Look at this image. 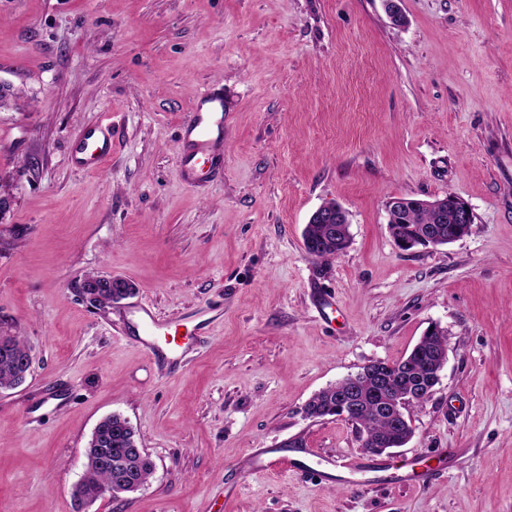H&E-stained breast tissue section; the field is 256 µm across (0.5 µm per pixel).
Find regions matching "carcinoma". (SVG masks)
<instances>
[{
  "mask_svg": "<svg viewBox=\"0 0 512 512\" xmlns=\"http://www.w3.org/2000/svg\"><path fill=\"white\" fill-rule=\"evenodd\" d=\"M431 227L436 235L448 243V239L461 232L453 223L452 211H435L409 200L406 208L388 211V228L394 238L417 240L419 233ZM339 225L307 224L303 230L306 253L318 260L328 261L339 255L340 235L335 233ZM84 281L96 287L99 304L112 300L119 292L110 288L104 276L98 273L85 275ZM448 349L447 335L437 331L424 337L416 349L403 359L392 363L377 362L370 365L353 383L330 385L316 393L307 404V413L316 419L336 415V397L349 393L357 407L351 423L365 435L369 445L400 448L405 445V433L396 425V419L388 407L394 397L409 399L421 404L434 385L435 366L441 353ZM29 349L22 337L12 334L5 346H0V386L19 380L22 361ZM86 465L76 499L92 501L107 489L121 490L120 482L132 479L144 487L155 470V463L141 449L140 441L130 423L120 414H112L102 424L97 437L90 439L85 451Z\"/></svg>",
  "mask_w": 512,
  "mask_h": 512,
  "instance_id": "obj_1",
  "label": "carcinoma"
}]
</instances>
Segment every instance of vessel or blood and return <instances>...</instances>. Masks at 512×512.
Masks as SVG:
<instances>
[{
    "label": "vessel or blood",
    "mask_w": 512,
    "mask_h": 512,
    "mask_svg": "<svg viewBox=\"0 0 512 512\" xmlns=\"http://www.w3.org/2000/svg\"><path fill=\"white\" fill-rule=\"evenodd\" d=\"M182 142L177 173L186 183H197L204 165L216 164L223 158L224 147V94L205 89L196 108L184 119ZM112 153L111 127L100 124L84 131L77 141L72 157L85 170L97 171ZM128 315L135 320V334L145 346L154 362L173 363L179 360L182 346L179 342L183 320L162 321L151 308L142 303L132 304Z\"/></svg>",
    "instance_id": "vessel-or-blood-1"
}]
</instances>
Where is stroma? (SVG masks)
<instances>
[{
    "instance_id": "obj_1",
    "label": "stroma",
    "mask_w": 512,
    "mask_h": 512,
    "mask_svg": "<svg viewBox=\"0 0 512 512\" xmlns=\"http://www.w3.org/2000/svg\"><path fill=\"white\" fill-rule=\"evenodd\" d=\"M0 0V331L32 355L0 390V512H512V0ZM223 89L224 163L177 174L180 126ZM112 124V156L71 159ZM453 193L468 235L401 250L389 199ZM334 202L351 242L310 257ZM118 275L163 319H210L173 369L120 332ZM332 297L323 320L316 304ZM448 334L396 456L304 412L319 390ZM155 462L136 494L79 504L96 424ZM273 470L252 472L251 449ZM425 482H398L409 469ZM112 154L111 125L98 124L84 131L72 157L84 170L99 171ZM312 217L315 218L317 224H306L303 230L306 253L323 261H328L341 254L339 251L342 248L338 247L341 232L337 228L343 223L341 222V214L337 213L336 204L320 207L313 213ZM111 276V279L114 280L117 278L119 280L118 286H114V288H108L106 284V280L104 279L105 275H100L98 273H89L85 275L84 281H86L88 284H91L93 286H96L98 288H93L97 295L99 296V304H105L112 300V294L120 292L121 288L129 292L128 296H131L136 288H126L123 284V278L117 277V276Z\"/></svg>"
}]
</instances>
